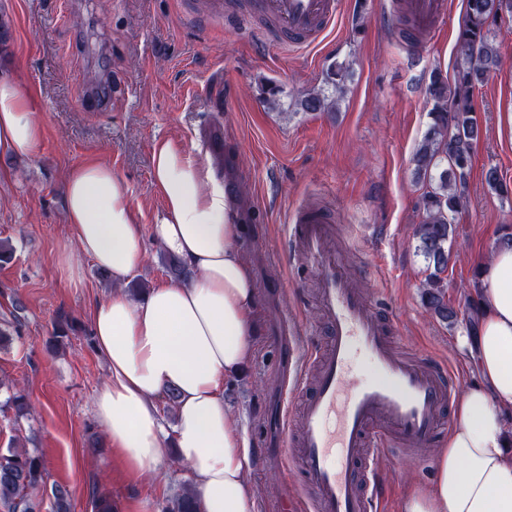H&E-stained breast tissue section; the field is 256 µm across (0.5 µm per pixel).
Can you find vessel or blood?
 Wrapping results in <instances>:
<instances>
[{"instance_id": "obj_1", "label": "vessel or blood", "mask_w": 512, "mask_h": 512, "mask_svg": "<svg viewBox=\"0 0 512 512\" xmlns=\"http://www.w3.org/2000/svg\"><path fill=\"white\" fill-rule=\"evenodd\" d=\"M258 6L286 45L304 49L321 42L339 13V0H258ZM403 8L416 24L403 45L420 53L447 17V0H404ZM330 222L313 207L288 218L284 261H302L315 272L318 308L330 333L314 351L289 346L300 372L291 387L303 398L283 424L282 453L313 492L300 512H374L380 449L433 447L451 422L456 384L443 366L401 351L375 299L357 286L347 258L332 244ZM360 353L373 365L374 379L358 380Z\"/></svg>"}]
</instances>
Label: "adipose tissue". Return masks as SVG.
Returning <instances> with one entry per match:
<instances>
[{"label":"adipose tissue","instance_id":"ef3b65f1","mask_svg":"<svg viewBox=\"0 0 512 512\" xmlns=\"http://www.w3.org/2000/svg\"><path fill=\"white\" fill-rule=\"evenodd\" d=\"M35 99L0 78V153L36 156L42 132ZM153 184L161 209L143 227L128 183L111 166L89 161L65 181V222L72 237L58 263L74 287L79 258L108 273L111 293L91 311L106 381L93 412L126 471L140 474L168 455L188 464L201 512H260L248 480L246 429L224 402V382L249 365L258 330V290L236 247L233 205L209 164L176 139L152 144ZM192 272L132 300L125 284L142 267L146 239ZM482 315L474 342L479 380L457 403L448 445L430 486L412 491L403 512H512V247L495 250L479 277ZM178 395L173 426L159 400Z\"/></svg>","mask_w":512,"mask_h":512}]
</instances>
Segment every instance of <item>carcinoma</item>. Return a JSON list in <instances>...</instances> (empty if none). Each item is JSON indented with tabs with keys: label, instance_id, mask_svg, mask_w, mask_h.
Masks as SVG:
<instances>
[{
	"label": "carcinoma",
	"instance_id": "1",
	"mask_svg": "<svg viewBox=\"0 0 512 512\" xmlns=\"http://www.w3.org/2000/svg\"><path fill=\"white\" fill-rule=\"evenodd\" d=\"M504 12L512 15V0H465L454 84L438 73L431 76L427 87L431 122L413 158L416 175L427 181L421 198V221L414 232L416 249L426 261L422 303L446 323L458 317L457 310L448 303L444 276L448 241L454 233L452 220L463 205L462 188L470 175L471 155L481 135L474 93L500 65L498 49L489 33L490 24ZM349 73L347 64L337 62L327 70L326 83L341 93ZM328 105V97L322 93H311L300 100L304 112H321ZM6 407L17 418L29 412L28 399L20 392L8 398ZM39 490L49 492L52 512H73L69 490L61 484L46 485V464L40 454L23 446L0 451V505L7 512H39V502L33 497ZM91 505L93 512H113L112 495L96 490ZM163 512H199L195 491L184 489Z\"/></svg>",
	"mask_w": 512,
	"mask_h": 512
}]
</instances>
